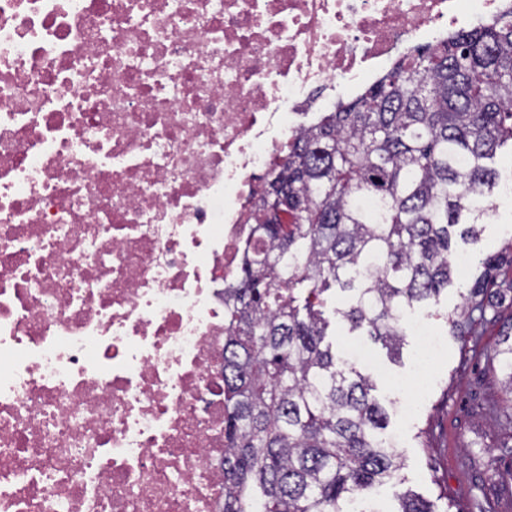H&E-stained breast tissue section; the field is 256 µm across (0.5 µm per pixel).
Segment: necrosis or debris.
<instances>
[{"instance_id": "4bbe7bcc", "label": "necrosis or debris", "mask_w": 512, "mask_h": 512, "mask_svg": "<svg viewBox=\"0 0 512 512\" xmlns=\"http://www.w3.org/2000/svg\"><path fill=\"white\" fill-rule=\"evenodd\" d=\"M512 0H0V512H223L224 291L300 129Z\"/></svg>"}]
</instances>
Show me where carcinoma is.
Masks as SVG:
<instances>
[{
  "label": "carcinoma",
  "instance_id": "1",
  "mask_svg": "<svg viewBox=\"0 0 512 512\" xmlns=\"http://www.w3.org/2000/svg\"><path fill=\"white\" fill-rule=\"evenodd\" d=\"M512 147V15L427 44L288 142L265 181L299 224H259L224 301V512H359L396 482V446L371 378L326 341L329 291L391 355L405 310L453 282L452 242L496 211L490 162ZM482 262L461 313L485 315ZM512 408V341L496 350ZM399 512H436L404 493Z\"/></svg>",
  "mask_w": 512,
  "mask_h": 512
}]
</instances>
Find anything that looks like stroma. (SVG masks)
I'll list each match as a JSON object with an SVG mask.
<instances>
[{
	"label": "stroma",
	"mask_w": 512,
	"mask_h": 512,
	"mask_svg": "<svg viewBox=\"0 0 512 512\" xmlns=\"http://www.w3.org/2000/svg\"><path fill=\"white\" fill-rule=\"evenodd\" d=\"M497 205L496 214L481 225L478 242L462 249L469 259L467 272L457 275L438 304L413 311L438 334L441 354L435 363H428L416 334H408L399 358L393 359L381 344L350 331L340 316L329 318L337 353L360 345L372 355L375 365L365 373L388 410L387 432L402 457V486L388 485L362 494L367 512H394L395 495L402 488L436 500L439 512H444L445 502L436 499L440 480L464 507H471L473 498L488 494L502 505V512H512V459L501 456L496 447L497 441L512 436V425L503 413L484 417L474 411L480 401L502 402L503 375L489 356L512 333V304L503 300L512 285V267L494 271L484 294L494 306L469 326L478 336V349L450 336L443 320L444 315L457 313L482 260L512 252V201L501 198ZM489 464L495 473L485 487H478L475 475Z\"/></svg>",
	"instance_id": "35a3bbf8"
}]
</instances>
